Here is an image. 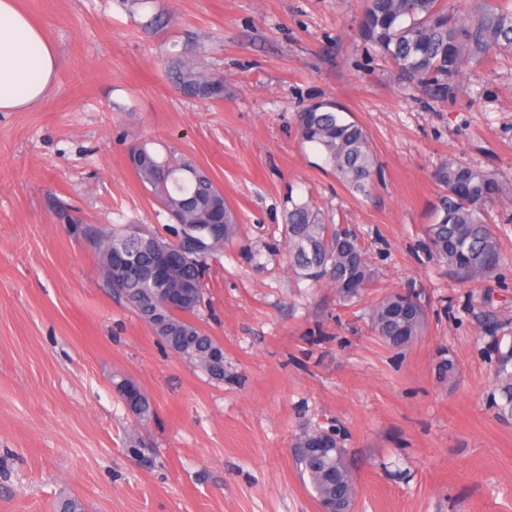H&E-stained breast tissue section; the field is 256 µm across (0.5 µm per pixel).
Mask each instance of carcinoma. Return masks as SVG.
Masks as SVG:
<instances>
[{
  "label": "carcinoma",
  "instance_id": "cac0c4a2",
  "mask_svg": "<svg viewBox=\"0 0 512 512\" xmlns=\"http://www.w3.org/2000/svg\"><path fill=\"white\" fill-rule=\"evenodd\" d=\"M358 36L433 98L452 102L465 68L482 62L491 51L512 50V0H481L467 12L445 0H367ZM175 68L184 94L204 101L224 99V81L199 69L191 59L177 60ZM297 125L302 143L320 155L323 166L342 185L361 194L370 189L379 169L378 158L367 131L350 119L342 106L333 101L315 103L297 114ZM129 164L171 220L196 235L198 254L192 261H182L166 285L153 284L144 278L142 263L149 259L146 241L159 235L140 224H114L92 231L99 268L109 262V252H128L130 262L121 279L110 283L113 296L144 322L160 315L167 325V330L158 332L165 345L210 377L220 343L195 321L207 287L206 264L201 259L232 241L237 218L212 178L187 157L161 155L141 142L132 147ZM434 179L443 189L434 222L426 229L435 256L466 281L497 273L503 261L502 247L488 213L498 201L512 196V182L458 159L442 164ZM288 204L285 236L292 271L303 280L329 283L344 305L357 302L373 280L357 237L327 223L307 201L290 197ZM209 224L222 225L219 235L205 233ZM165 288H193L195 293L179 310L168 312L160 303ZM411 298V294L391 293L371 309V328L390 348L407 347L426 330V311ZM496 381L502 400L498 412L512 417V372L501 366ZM117 388L121 394L129 389L136 393L126 405L139 423L148 422L152 408L141 389L130 381ZM293 447L297 448L301 473L320 506L334 512L355 502L353 468L333 431L304 430L294 439Z\"/></svg>",
  "mask_w": 512,
  "mask_h": 512
}]
</instances>
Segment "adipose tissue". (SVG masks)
<instances>
[{
    "instance_id": "adipose-tissue-1",
    "label": "adipose tissue",
    "mask_w": 512,
    "mask_h": 512,
    "mask_svg": "<svg viewBox=\"0 0 512 512\" xmlns=\"http://www.w3.org/2000/svg\"><path fill=\"white\" fill-rule=\"evenodd\" d=\"M60 66L57 50L17 0H0V112L37 105L52 91Z\"/></svg>"
}]
</instances>
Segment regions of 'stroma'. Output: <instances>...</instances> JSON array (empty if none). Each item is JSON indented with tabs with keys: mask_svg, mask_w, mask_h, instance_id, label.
<instances>
[{
	"mask_svg": "<svg viewBox=\"0 0 512 512\" xmlns=\"http://www.w3.org/2000/svg\"><path fill=\"white\" fill-rule=\"evenodd\" d=\"M364 4L18 0L64 65L38 106L0 112V512H53L64 496L85 512H320L292 448L304 428L342 438L354 512H512V417L493 403L512 350V197L490 214L504 256L494 277L460 282L426 235L448 159L512 181V53L468 68L442 103L360 42ZM186 52L222 75L223 100L176 87ZM322 100L370 134L368 195L300 141L298 112ZM144 140L206 168L238 218L208 261L197 319L224 347L220 382L113 298L72 230L164 232L128 162ZM290 196L364 246L374 278L360 301L341 305L289 268ZM391 292L427 310L426 333L403 349L369 321ZM123 380L149 397L147 424ZM117 388L121 396L129 389L136 393V396L132 400L127 402L124 400V402L139 423L143 425L148 422L153 412L148 397L141 391V389L130 381H123L119 383Z\"/></svg>",
	"mask_w": 512,
	"mask_h": 512,
	"instance_id": "stroma-1",
	"label": "stroma"
}]
</instances>
